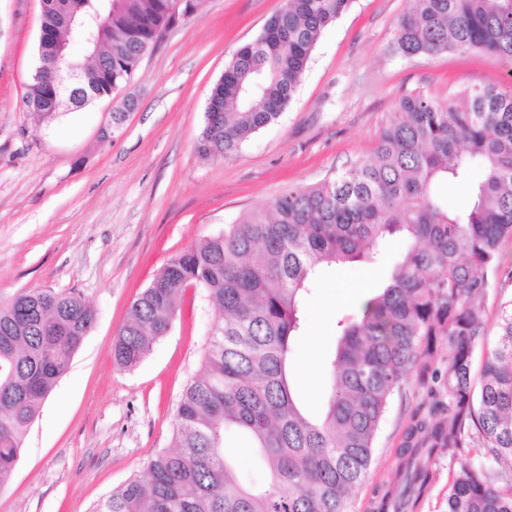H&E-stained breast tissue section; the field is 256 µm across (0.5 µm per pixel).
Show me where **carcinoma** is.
<instances>
[{"instance_id":"obj_1","label":"carcinoma","mask_w":512,"mask_h":512,"mask_svg":"<svg viewBox=\"0 0 512 512\" xmlns=\"http://www.w3.org/2000/svg\"><path fill=\"white\" fill-rule=\"evenodd\" d=\"M351 0H285L262 33L239 47L215 83L198 149L227 158L274 121L293 98L312 51ZM41 26L59 44L74 35L86 60L63 53L81 75V108L133 77L162 28L177 21L173 0H61ZM392 52L404 57L484 51L512 60V0H410ZM26 106L43 120L60 107L31 81ZM475 165L479 181L471 180ZM467 190L469 206L448 209L445 188ZM405 242L381 291L336 322L327 408L308 413L291 382L302 304L324 266L380 259L381 240ZM512 241V92L472 85L460 95L402 97L386 117L373 156L307 187H291L266 209L175 255L130 305L112 360L137 366L164 336L189 286L217 312L203 368L177 405L176 451L152 458L92 512H348L371 465L388 399L413 372L435 399L432 418L408 427L396 489L376 512H410L433 479L437 453L488 449V463L463 464L447 512H512V311L471 381L484 334L481 308ZM94 314L79 297L21 291L0 302V488L10 482L21 441L66 373ZM439 362L429 363L439 347ZM235 429L268 471L263 488L242 485L224 454ZM503 482L509 489L497 486Z\"/></svg>"}]
</instances>
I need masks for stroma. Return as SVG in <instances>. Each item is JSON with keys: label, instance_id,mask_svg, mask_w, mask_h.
I'll use <instances>...</instances> for the list:
<instances>
[{"label": "stroma", "instance_id": "1", "mask_svg": "<svg viewBox=\"0 0 512 512\" xmlns=\"http://www.w3.org/2000/svg\"><path fill=\"white\" fill-rule=\"evenodd\" d=\"M284 0H196L112 95L52 122L25 104L37 56L41 0H0V300L51 289L79 295L95 320L71 367L22 441L0 512H92L171 449L176 409L197 374L215 309L186 289L169 333L144 360L115 365L113 338L129 305L175 255L268 206L291 187L319 182L367 159L399 98L444 97L472 84L512 91V61L487 52L402 58L390 45L408 0H351L316 44L288 108L230 158L198 151L212 88L235 51L253 41ZM135 98L119 133L112 114ZM403 241L383 240L381 263L324 269L304 301L305 332L293 345L296 391L324 410L338 318L358 311L386 280ZM512 303V281L490 289L481 363ZM431 400L417 376L394 393L372 463L351 512H375L396 476L404 433ZM460 459L431 460L433 482L416 512H447Z\"/></svg>", "mask_w": 512, "mask_h": 512}]
</instances>
